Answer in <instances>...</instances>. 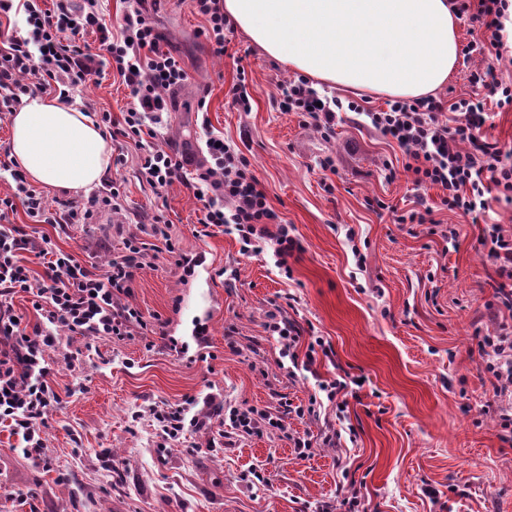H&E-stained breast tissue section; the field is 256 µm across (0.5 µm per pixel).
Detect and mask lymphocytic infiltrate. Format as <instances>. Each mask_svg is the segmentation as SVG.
<instances>
[{"label": "lymphocytic infiltrate", "instance_id": "obj_1", "mask_svg": "<svg viewBox=\"0 0 512 512\" xmlns=\"http://www.w3.org/2000/svg\"><path fill=\"white\" fill-rule=\"evenodd\" d=\"M17 5L23 8L22 24L0 27L1 107L10 111L24 98L44 94L69 103L76 87L97 82L104 69H111L126 85L130 103L118 120L111 112H100L97 125L112 140L134 145L141 179L157 191L184 185L202 205L201 235L214 227L224 228L237 235L244 255L261 253L264 244L274 242L275 266L288 272L289 258L303 246L293 225L284 223L269 203L244 153L218 143L212 135L206 140L207 164L193 168L187 158L158 145L161 114L168 109L163 92L184 84L188 74L177 58L163 50V37L149 20L143 0H125L123 13L114 23L106 20L99 0H81L77 5L72 0H55L51 10L43 0H0V15ZM191 5L205 19L200 34L213 53L227 55L234 23L224 13V0H191ZM455 8L481 33L480 39L464 47V57L491 52L500 59L512 54V34L507 31L512 0H456ZM89 31L96 33V44L85 41ZM470 81L478 89L472 97L395 98L375 110L321 94L310 78L300 76L282 85L275 105L300 115L326 139L333 136L339 114L352 112L363 125L395 143L406 159L402 171L410 174L418 195L417 209L398 216V223H432L433 209L425 198L432 188L442 190L441 203L449 211L476 221L487 216L489 195L512 201V161L506 159L500 143L486 134L491 109L512 112V82H504L488 68L471 71ZM0 172L11 179L9 194L0 197V423L8 424L12 434L20 437L24 456L39 462L47 411L61 401L50 380L49 362L58 332L121 339L147 329L141 311L124 302L139 270L161 253L187 273L194 261L168 236L165 218L157 213L151 218L152 234L162 237V245L130 238L121 254L103 272H96L50 236H28L10 216L21 210L37 223L85 224L94 207L120 210L116 183H109L87 202H67L53 212L12 158H0ZM480 244L499 278L496 300L487 303L486 309L493 317L503 310L512 312V236H504L500 225L489 224ZM24 251L39 259L42 274H32L21 263L19 255ZM19 293L30 295L34 322L18 319L12 300ZM290 300L287 293L271 300L264 328L278 343L280 357L289 360L286 373L291 376L296 368L311 369L318 356H330L332 349L320 336L304 342L303 328L285 314ZM477 347L494 378V394L511 397L512 326L504 323L495 333L478 337ZM317 405L313 396L304 405L285 400L282 416L242 408L230 410L229 420L241 436L270 428L287 432L296 457L304 459L312 439L288 433L286 421L316 416Z\"/></svg>", "mask_w": 512, "mask_h": 512}]
</instances>
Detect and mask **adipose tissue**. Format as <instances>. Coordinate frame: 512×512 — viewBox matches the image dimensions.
<instances>
[{"label": "adipose tissue", "mask_w": 512, "mask_h": 512, "mask_svg": "<svg viewBox=\"0 0 512 512\" xmlns=\"http://www.w3.org/2000/svg\"><path fill=\"white\" fill-rule=\"evenodd\" d=\"M224 11L288 67L395 98L442 88L459 54L450 0H224ZM11 152L33 183L54 190L91 189L112 159L88 114L44 96L14 112Z\"/></svg>", "instance_id": "ef3b65f1"}]
</instances>
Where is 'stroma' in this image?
<instances>
[{"label": "stroma", "mask_w": 512, "mask_h": 512, "mask_svg": "<svg viewBox=\"0 0 512 512\" xmlns=\"http://www.w3.org/2000/svg\"><path fill=\"white\" fill-rule=\"evenodd\" d=\"M149 16L164 32V49L180 57L188 83L170 94L162 145L204 162L198 97L207 117L251 161L270 204L295 228L305 250L288 260L290 275L273 266L271 251L244 256L236 236L196 237L201 205L182 185L155 193L141 182L135 152L111 165L122 209L95 210L90 223L14 222L28 234L49 235L97 269L121 253L127 238H147L150 217L163 213L182 252L202 256L192 275L164 258L140 270L126 302L146 321H158L154 348L140 337L58 335L50 356L62 398L43 433L44 467L17 451L18 439L0 424V512H320L354 479L364 512H512V442L501 439L499 414L512 400L495 398L491 376L469 348L475 328L496 331L485 305L496 274L479 244L482 224L443 208L441 190H428L434 224H400L416 197L400 150L378 132L344 115L323 139L291 112L274 108L281 82L297 78L242 31L231 47L245 53L252 109L239 112L225 97L236 77L231 58L216 57L199 31L204 19L190 0H148ZM128 91L116 76L73 91L84 112L120 115ZM332 156L335 172L319 161ZM398 174L387 180L384 164ZM333 192H326L325 184ZM455 225V243L442 226ZM237 278L225 284L223 271ZM294 301L288 318L329 341L334 355L314 371L288 377L279 347L263 324L276 293ZM237 328L236 345L224 340ZM214 355L202 361L198 328ZM77 355L68 366L67 354ZM360 378L344 416L325 402L319 417L288 419L287 432L234 438L225 445L216 407L254 406L279 416L278 389L307 402L319 384ZM196 398L206 424L176 440L163 439L154 410ZM335 425L338 446L320 434ZM314 443L296 458L288 433ZM260 469L264 482L247 481Z\"/></svg>", "instance_id": "obj_1"}]
</instances>
